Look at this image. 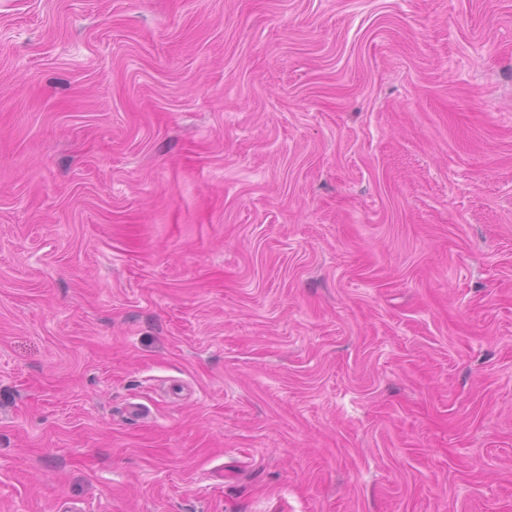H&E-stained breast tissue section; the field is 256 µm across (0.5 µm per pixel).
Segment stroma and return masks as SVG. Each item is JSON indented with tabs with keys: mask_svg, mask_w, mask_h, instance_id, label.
Here are the masks:
<instances>
[{
	"mask_svg": "<svg viewBox=\"0 0 512 512\" xmlns=\"http://www.w3.org/2000/svg\"><path fill=\"white\" fill-rule=\"evenodd\" d=\"M512 512V0H0V512Z\"/></svg>",
	"mask_w": 512,
	"mask_h": 512,
	"instance_id": "obj_1",
	"label": "stroma"
}]
</instances>
